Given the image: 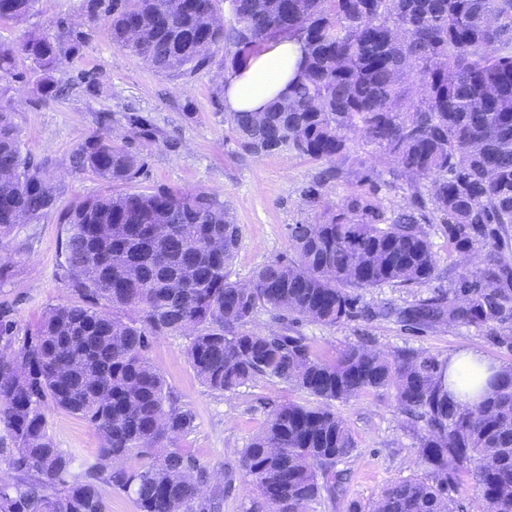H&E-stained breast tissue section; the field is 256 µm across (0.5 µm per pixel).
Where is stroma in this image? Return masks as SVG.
<instances>
[{"label": "stroma", "mask_w": 512, "mask_h": 512, "mask_svg": "<svg viewBox=\"0 0 512 512\" xmlns=\"http://www.w3.org/2000/svg\"><path fill=\"white\" fill-rule=\"evenodd\" d=\"M83 0H39L25 25L0 27V38L12 40L24 30L55 33L58 19L82 25ZM0 97L17 127L25 150L44 163L57 205L40 220L16 225L0 237V310H6L24 332L68 291L58 272L64 261L67 227L62 211L112 186L74 168L76 146L90 133L102 131L128 144L146 161L136 190L206 189L226 202L241 232L239 249L229 268L231 279L250 281L269 260L290 250L288 227L310 224L315 210L305 199L325 164L292 154L256 157L244 153L224 122V103L213 92L223 71L209 68L186 79L156 72L130 53L113 47L107 33L96 29L76 51L67 53L55 78L67 93L46 103L36 91L39 76L29 63ZM145 118L149 133L131 124ZM335 180L321 185L324 201L339 204L363 173L379 187L386 215L405 207L410 191L393 180L387 159L364 142L336 158ZM314 351L334 357L360 341L388 352L409 347L448 359L464 347L484 351L499 366H512V348L501 345L485 329L453 325L413 329L392 321H352L336 327L305 323L300 327ZM186 337L154 338L150 360L159 368L181 403L191 410L195 427L179 444L205 467L212 482H230L221 512H247L258 492L240 465V451L265 425L272 408L284 402L306 403L307 396L275 380L258 379L236 392L208 391L191 369ZM335 410L354 441L352 455L339 464L346 474L337 501L322 500L316 512H348L349 505L375 499L391 482L420 473L418 435L397 408L392 391L378 390L339 402ZM51 426L57 447L80 458L96 456L100 440L88 424L63 410H53Z\"/></svg>", "instance_id": "obj_1"}]
</instances>
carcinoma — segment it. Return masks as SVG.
I'll list each match as a JSON object with an SVG mask.
<instances>
[{
	"label": "carcinoma",
	"instance_id": "carcinoma-1",
	"mask_svg": "<svg viewBox=\"0 0 512 512\" xmlns=\"http://www.w3.org/2000/svg\"><path fill=\"white\" fill-rule=\"evenodd\" d=\"M85 0L87 22L156 71L192 77L234 69L284 31L305 59L288 93L259 112H227L247 154L293 153L333 162L358 139L392 164L410 202L387 217L363 184L338 210L315 187L313 224L288 227L293 257L268 261L245 288L228 267L239 248L234 216L204 189L128 191L143 157L103 132L73 153L75 168L112 184L110 194L61 213L68 225L60 279L70 298L48 308L16 344L0 315V453L14 475L0 479V512H107L100 485L134 495L139 512H218L224 489L201 495L205 470L177 446L194 415L148 352L155 337L190 332L186 355L208 390L224 394L275 379L313 398L282 403L240 452L260 501L251 512L311 510L336 499L339 462L354 440L332 403L391 389L398 409L424 422L418 460L426 476L389 484L364 510L459 512L456 488L472 479L475 512H512V366L486 396L462 407L448 396V361L411 349L350 344L329 359L313 351L304 322L336 326L363 316L414 328L483 327L500 342L512 324V263L501 245L512 224V0ZM38 0H0V25L25 22ZM57 34L0 41V78L27 61L44 101L61 93L54 72L64 42L86 37L68 22ZM56 194L23 151L0 107V236L15 215L40 219ZM444 225L448 247L481 264L453 287L405 307L368 311L359 291L439 280L423 224ZM269 315L266 331L252 328ZM87 421L101 439L92 460L55 447L50 411ZM456 465L448 467V459ZM142 461L137 468L127 466Z\"/></svg>",
	"mask_w": 512,
	"mask_h": 512
}]
</instances>
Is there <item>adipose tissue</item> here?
Listing matches in <instances>:
<instances>
[{
    "mask_svg": "<svg viewBox=\"0 0 512 512\" xmlns=\"http://www.w3.org/2000/svg\"><path fill=\"white\" fill-rule=\"evenodd\" d=\"M303 54V45L284 38L269 43L248 66L227 73L224 105L230 112H255L288 89ZM499 367L481 350L465 348L448 361V389L464 405L479 402L488 378Z\"/></svg>",
    "mask_w": 512,
    "mask_h": 512,
    "instance_id": "1",
    "label": "adipose tissue"
}]
</instances>
